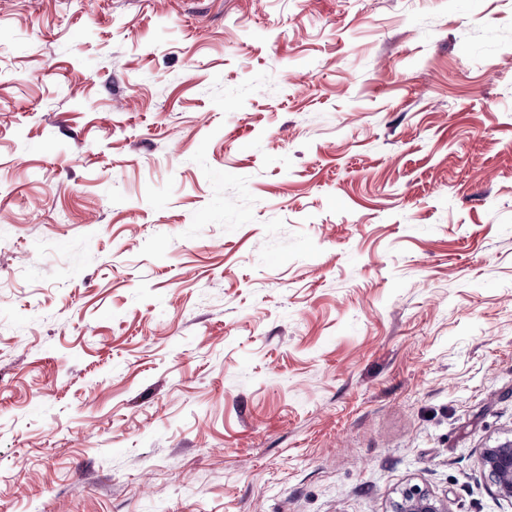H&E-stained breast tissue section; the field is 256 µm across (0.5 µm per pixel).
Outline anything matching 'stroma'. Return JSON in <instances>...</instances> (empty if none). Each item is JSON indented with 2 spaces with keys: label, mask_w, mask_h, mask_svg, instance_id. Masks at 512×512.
I'll use <instances>...</instances> for the list:
<instances>
[{
  "label": "stroma",
  "mask_w": 512,
  "mask_h": 512,
  "mask_svg": "<svg viewBox=\"0 0 512 512\" xmlns=\"http://www.w3.org/2000/svg\"><path fill=\"white\" fill-rule=\"evenodd\" d=\"M512 0H0V512H512ZM483 468L488 472L498 496L512 499V441L499 443L482 451ZM394 512H447L443 499L419 486L412 485L401 490L399 500L394 502Z\"/></svg>",
  "instance_id": "1"
}]
</instances>
